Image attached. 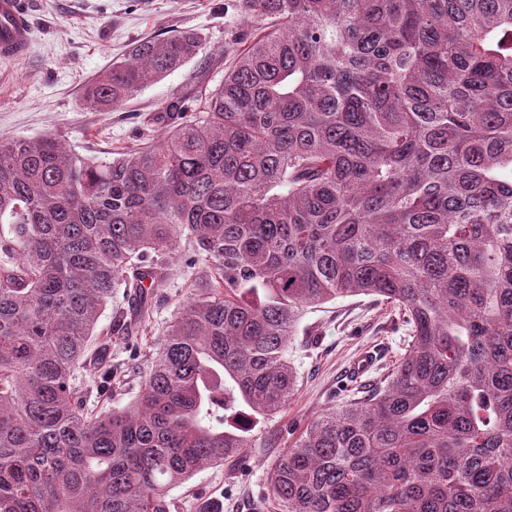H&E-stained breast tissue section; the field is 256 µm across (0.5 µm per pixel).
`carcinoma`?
Instances as JSON below:
<instances>
[{
  "mask_svg": "<svg viewBox=\"0 0 512 512\" xmlns=\"http://www.w3.org/2000/svg\"><path fill=\"white\" fill-rule=\"evenodd\" d=\"M247 47L174 94L162 142L101 160L0 138V512H175L297 391L309 308L371 296L408 329L368 395L314 418L279 512H512V0H237ZM202 50L134 43L85 87L110 112ZM204 257L124 410L103 334ZM151 279L150 287L142 281ZM132 314L133 311L131 304L122 294L121 289L117 297L113 299L112 305L109 304L100 316L96 331L99 332L102 329L107 330L114 323L115 317L119 315H123L124 318L129 321V318L132 317Z\"/></svg>",
  "mask_w": 512,
  "mask_h": 512,
  "instance_id": "cac0c4a2",
  "label": "carcinoma"
}]
</instances>
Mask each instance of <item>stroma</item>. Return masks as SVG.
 Listing matches in <instances>:
<instances>
[{
  "mask_svg": "<svg viewBox=\"0 0 512 512\" xmlns=\"http://www.w3.org/2000/svg\"><path fill=\"white\" fill-rule=\"evenodd\" d=\"M236 0H26L32 49L21 60L0 59V137L57 134L80 155L101 159L131 149L145 135L143 121L172 93L205 79L217 84L235 53L224 30ZM194 30L203 51L183 68L146 87L122 106L98 112L85 106L88 81L137 41ZM203 260L179 251L175 276L155 299L149 335L130 344L112 339L113 361L129 368L124 388L105 397V406H130L148 371L150 345L185 299ZM406 329L397 313L372 298H339L307 310L289 345L298 389L272 420L258 423L243 470L206 467L173 490L178 512H197L199 504H219L222 512H276L268 474L280 450L273 434L303 429L326 410L371 389L404 352ZM376 354L373 370L351 378L349 364L362 351Z\"/></svg>",
  "mask_w": 512,
  "mask_h": 512,
  "instance_id": "stroma-1",
  "label": "stroma"
}]
</instances>
